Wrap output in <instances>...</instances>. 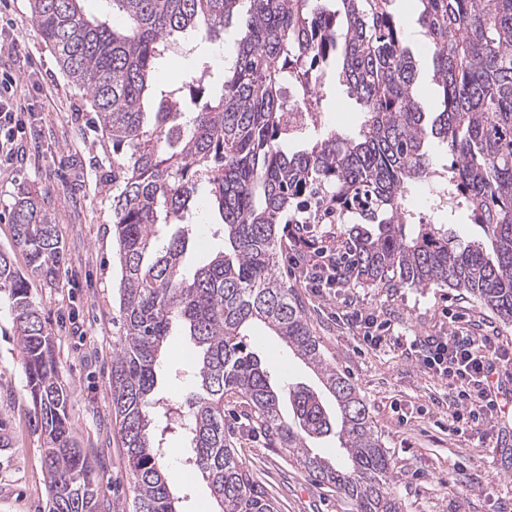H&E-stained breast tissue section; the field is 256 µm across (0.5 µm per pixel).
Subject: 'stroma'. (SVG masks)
<instances>
[{
  "label": "stroma",
  "instance_id": "35a3bbf8",
  "mask_svg": "<svg viewBox=\"0 0 512 512\" xmlns=\"http://www.w3.org/2000/svg\"><path fill=\"white\" fill-rule=\"evenodd\" d=\"M15 84L19 104L12 127L19 155L0 154V248H11L14 228L8 212L20 189L46 191L51 215L66 246V263L56 285L33 284L55 343L68 393L71 437L95 465L100 498L110 512H134V483L111 407L113 338L119 333V266L112 240V153L81 91L60 71L31 16L28 0L0 4V73ZM324 126L353 135L362 115L342 87L327 90ZM283 248L278 274L299 300L326 359L347 376L363 397L392 462L391 487L400 512H512V416L498 434L475 427L452 431L457 410L447 380L426 372L397 349L364 347L345 316L371 314L405 336H445L464 331L495 336L512 351V326H504L474 299L448 287L371 288L340 285L315 293L302 269ZM250 348L274 383L318 388L315 373L284 351L277 337L255 327ZM191 342L174 326L160 362L156 397L184 406L193 385L187 357ZM23 352L13 316L0 299V423L11 445L0 448V512H48L44 440L34 429L26 393ZM225 433L252 470L278 512H354L339 493L314 484L287 451L270 445L248 426L235 399L224 402ZM165 475L178 497L179 512H207V483L190 473L189 442L166 436Z\"/></svg>",
  "mask_w": 512,
  "mask_h": 512
}]
</instances>
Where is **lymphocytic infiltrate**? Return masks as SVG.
<instances>
[{
  "instance_id": "f902f5d3",
  "label": "lymphocytic infiltrate",
  "mask_w": 512,
  "mask_h": 512,
  "mask_svg": "<svg viewBox=\"0 0 512 512\" xmlns=\"http://www.w3.org/2000/svg\"><path fill=\"white\" fill-rule=\"evenodd\" d=\"M349 323L368 348L393 346L404 354H417L428 373L447 379L461 407L455 416L456 432H465L474 423L494 430L512 404L502 390L503 379L512 378V354L502 350L495 337L391 336L375 316L359 313L352 314Z\"/></svg>"
}]
</instances>
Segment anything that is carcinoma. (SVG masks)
<instances>
[{"instance_id":"1","label":"carcinoma","mask_w":512,"mask_h":512,"mask_svg":"<svg viewBox=\"0 0 512 512\" xmlns=\"http://www.w3.org/2000/svg\"><path fill=\"white\" fill-rule=\"evenodd\" d=\"M82 0H28L56 62L83 91L112 145V235L121 268L122 336L112 356V414L132 472L135 512H178L164 476V437L153 418L156 369L173 325L192 340L196 390L175 428L190 440L189 468L207 482L215 512H276L224 432V398L237 397L312 480L343 494L355 512H400L391 464L369 410L330 364L301 306L277 275L279 225L347 224L336 252L345 283L376 288L447 286L512 324V0H416L440 89L436 111L415 84L416 59L394 0H110L120 23L87 16ZM236 29L232 62L162 83L179 39L216 43ZM363 114L359 132L320 135L289 151L290 115L324 112L330 77ZM436 143L449 163L430 150ZM446 171L416 218L409 185ZM218 213L224 247L188 273L192 227L207 220L201 186ZM457 209L487 241L457 242L442 217ZM19 271L0 249L5 295L24 353L26 390L45 436L49 512H101L89 457L70 440L54 341L29 281L54 285L66 253L46 196L22 189L11 210ZM266 326L323 387L272 384L248 349ZM336 404L331 415L323 394ZM288 399V415L281 403ZM333 435L341 468L311 443Z\"/></svg>"}]
</instances>
